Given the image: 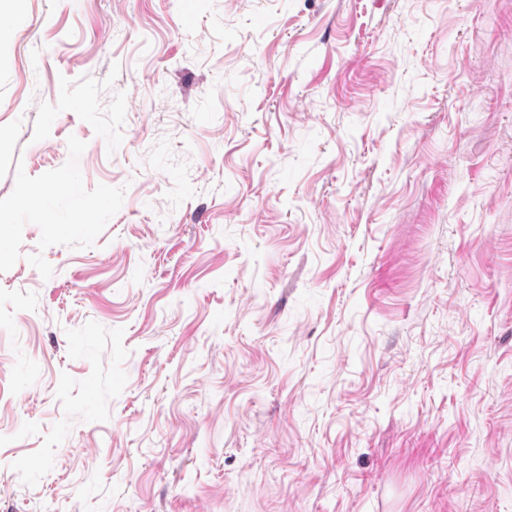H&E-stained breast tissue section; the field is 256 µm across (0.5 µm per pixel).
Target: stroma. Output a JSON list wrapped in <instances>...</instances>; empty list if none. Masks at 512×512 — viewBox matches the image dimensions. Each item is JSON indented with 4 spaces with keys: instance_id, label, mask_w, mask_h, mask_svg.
<instances>
[{
    "instance_id": "35a3bbf8",
    "label": "stroma",
    "mask_w": 512,
    "mask_h": 512,
    "mask_svg": "<svg viewBox=\"0 0 512 512\" xmlns=\"http://www.w3.org/2000/svg\"><path fill=\"white\" fill-rule=\"evenodd\" d=\"M22 10L0 512H512V0Z\"/></svg>"
}]
</instances>
